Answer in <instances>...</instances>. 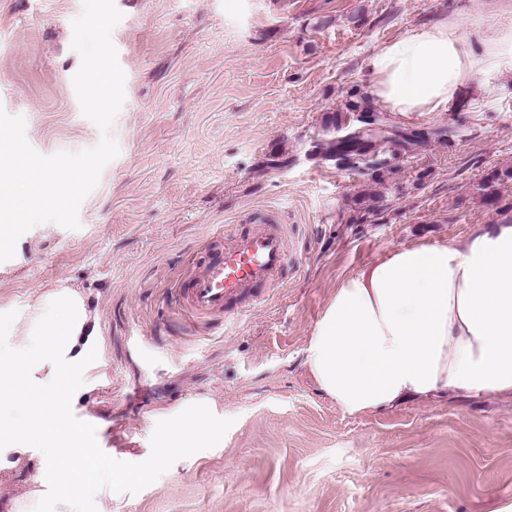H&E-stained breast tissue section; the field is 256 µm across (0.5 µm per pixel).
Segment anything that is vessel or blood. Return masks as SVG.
<instances>
[{"label": "vessel or blood", "instance_id": "obj_1", "mask_svg": "<svg viewBox=\"0 0 512 512\" xmlns=\"http://www.w3.org/2000/svg\"><path fill=\"white\" fill-rule=\"evenodd\" d=\"M288 249L282 228L266 216L232 237L213 243V250L181 289L184 307L196 317L233 320L237 301L260 304L265 290L286 274Z\"/></svg>", "mask_w": 512, "mask_h": 512}]
</instances>
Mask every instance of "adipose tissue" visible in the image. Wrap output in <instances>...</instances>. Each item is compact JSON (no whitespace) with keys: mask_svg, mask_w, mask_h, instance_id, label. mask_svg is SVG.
<instances>
[{"mask_svg":"<svg viewBox=\"0 0 512 512\" xmlns=\"http://www.w3.org/2000/svg\"><path fill=\"white\" fill-rule=\"evenodd\" d=\"M512 23L439 21L407 31L371 53V95L402 116L437 112L464 88L502 65ZM98 343L96 313L81 289L38 290L30 315L0 341V402L29 404L25 421L0 438V480L38 460L16 498L17 512H79L73 470L113 483L170 456L192 452L189 435L217 436L224 426L206 401L168 422L160 447L134 469L113 467L86 444L71 416ZM306 361L320 389L351 415L380 411L440 391L512 394V217L478 225L464 245L390 248L344 276L315 324Z\"/></svg>","mask_w":512,"mask_h":512,"instance_id":"ef3b65f1","label":"adipose tissue"}]
</instances>
